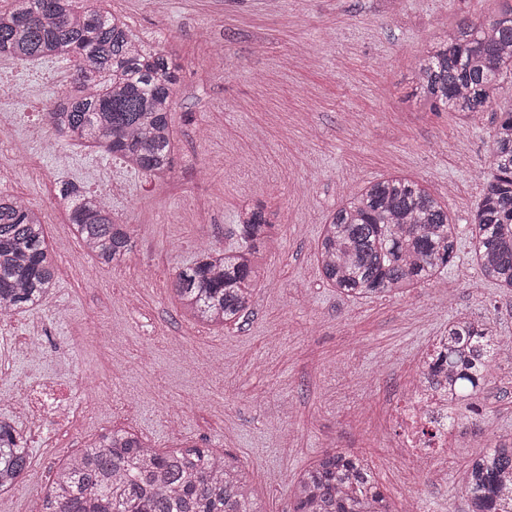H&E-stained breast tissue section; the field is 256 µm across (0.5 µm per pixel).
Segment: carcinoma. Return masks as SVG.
I'll use <instances>...</instances> for the list:
<instances>
[{
  "label": "carcinoma",
  "mask_w": 512,
  "mask_h": 512,
  "mask_svg": "<svg viewBox=\"0 0 512 512\" xmlns=\"http://www.w3.org/2000/svg\"><path fill=\"white\" fill-rule=\"evenodd\" d=\"M0 58L73 63L48 129L56 142L112 156L157 180L172 170L173 94L178 66L147 50L126 18L79 0H10L0 8ZM512 74V6L486 21L463 20L421 55L416 93L437 112H484ZM59 205L74 236L103 264L122 262L135 230L112 216L100 194L64 184ZM469 233L482 277L512 289V108L500 112L489 171ZM233 242L205 248L173 280L183 313L213 327L238 322L250 307L263 260L276 244L275 223L245 207ZM448 207L419 182L390 176L350 195L323 225L316 244L326 282L354 298L395 296L435 278L457 256ZM56 287L45 224L26 201L0 192V315L40 306ZM512 340L483 321L461 317L435 338L426 380L448 389V408L465 404L490 376ZM30 465L27 441L0 413V494L13 491ZM467 512H501L512 491V443L485 445L461 476ZM291 512H399L368 461L344 451L323 454L293 481ZM33 512H262L237 459L194 443L159 451L120 428L67 456Z\"/></svg>",
  "instance_id": "obj_1"
}]
</instances>
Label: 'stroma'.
I'll use <instances>...</instances> for the list:
<instances>
[{
  "label": "stroma",
  "instance_id": "1",
  "mask_svg": "<svg viewBox=\"0 0 512 512\" xmlns=\"http://www.w3.org/2000/svg\"><path fill=\"white\" fill-rule=\"evenodd\" d=\"M506 0H109L149 48L179 67L174 167L157 180L119 160L60 146L14 120L16 149L0 153V190L41 213L57 288L14 335L43 319L48 358L0 354V394L55 380L85 383L104 409L59 433L30 437L33 464L0 512H26L56 458L93 433L128 428L154 447L180 440L238 457L264 512H289L290 483L313 459L343 449L367 457L395 502L417 512H466L458 475L480 441L512 439V360L497 356L473 396L481 414L439 449L421 478L399 445L394 412L450 320H482L512 337V290L483 280L467 220L482 194L492 134L512 107V77L495 107L436 112L412 79L422 52L461 18L483 21ZM137 231L117 266L81 253L53 200L66 182L101 188ZM404 175L444 198L458 228L454 262L400 296L353 300L323 279L315 243L331 212L369 182ZM274 212L278 242L248 312L216 329L188 319L176 270L203 245L223 246L245 206Z\"/></svg>",
  "mask_w": 512,
  "mask_h": 512
}]
</instances>
